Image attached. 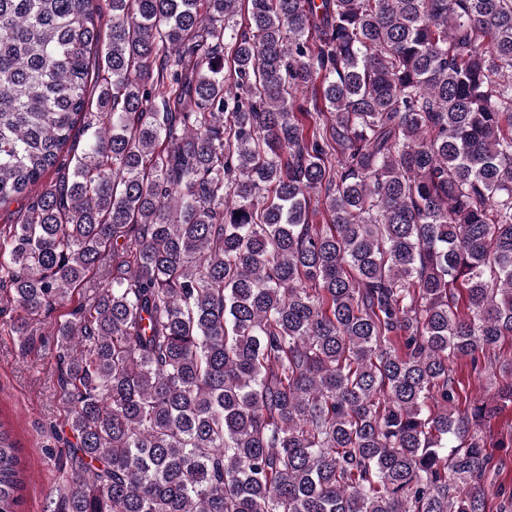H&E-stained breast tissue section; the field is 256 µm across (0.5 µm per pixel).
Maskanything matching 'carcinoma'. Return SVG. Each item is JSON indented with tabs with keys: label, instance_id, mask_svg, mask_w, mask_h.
Wrapping results in <instances>:
<instances>
[{
	"label": "carcinoma",
	"instance_id": "1",
	"mask_svg": "<svg viewBox=\"0 0 512 512\" xmlns=\"http://www.w3.org/2000/svg\"><path fill=\"white\" fill-rule=\"evenodd\" d=\"M97 18L0 0V203L40 189L12 332L105 279L54 328L57 512H487L497 407L457 414L453 365L512 336V0ZM26 488L0 422V512Z\"/></svg>",
	"mask_w": 512,
	"mask_h": 512
}]
</instances>
